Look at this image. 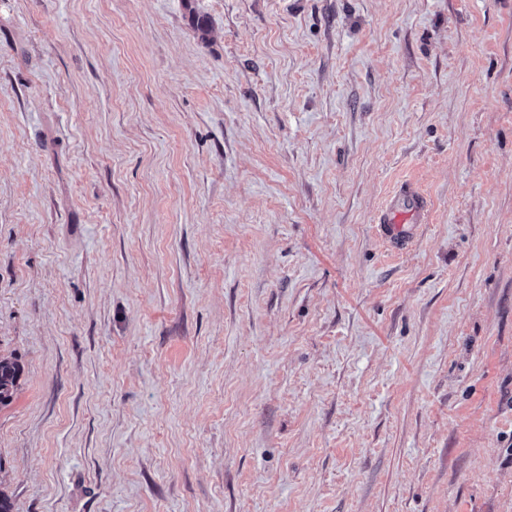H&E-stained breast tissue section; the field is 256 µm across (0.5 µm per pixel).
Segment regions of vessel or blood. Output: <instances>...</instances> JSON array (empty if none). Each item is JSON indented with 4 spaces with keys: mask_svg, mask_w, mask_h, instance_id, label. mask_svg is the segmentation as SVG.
Listing matches in <instances>:
<instances>
[{
    "mask_svg": "<svg viewBox=\"0 0 512 512\" xmlns=\"http://www.w3.org/2000/svg\"><path fill=\"white\" fill-rule=\"evenodd\" d=\"M430 205L418 186L402 185L390 198L376 224L379 238L389 251L406 252L420 224L426 223Z\"/></svg>",
    "mask_w": 512,
    "mask_h": 512,
    "instance_id": "1",
    "label": "vessel or blood"
}]
</instances>
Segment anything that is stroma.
Here are the masks:
<instances>
[{"label": "stroma", "instance_id": "stroma-1", "mask_svg": "<svg viewBox=\"0 0 512 512\" xmlns=\"http://www.w3.org/2000/svg\"><path fill=\"white\" fill-rule=\"evenodd\" d=\"M0 356L12 512H512V0H0ZM430 205L426 195L413 183L402 185L390 198L375 226L389 251L406 252L420 224L427 222ZM18 376L19 365L16 360L0 356V404L12 398Z\"/></svg>", "mask_w": 512, "mask_h": 512}]
</instances>
